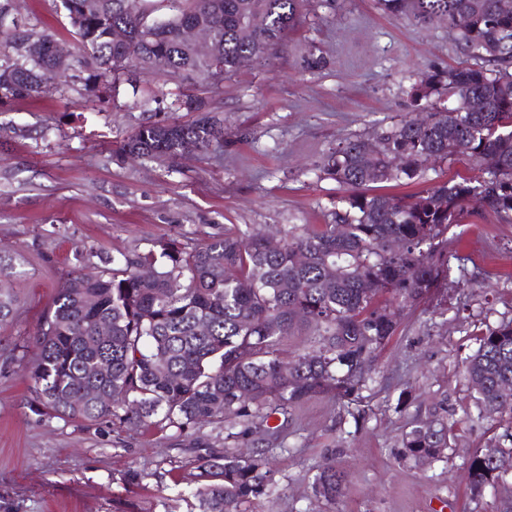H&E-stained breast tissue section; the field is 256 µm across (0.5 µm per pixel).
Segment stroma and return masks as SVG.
I'll list each match as a JSON object with an SVG mask.
<instances>
[{
    "label": "stroma",
    "instance_id": "1",
    "mask_svg": "<svg viewBox=\"0 0 512 512\" xmlns=\"http://www.w3.org/2000/svg\"><path fill=\"white\" fill-rule=\"evenodd\" d=\"M7 19L76 45L58 0H17ZM312 55L322 68L308 67ZM475 63L445 24L422 27L379 0H304L270 62L243 67L220 93L194 90L201 112L223 120L222 146L163 163L118 147L140 123L196 120L165 76L134 90L91 81L77 65L61 92L0 99V254L14 259L20 296L0 327V512H114L117 500L134 512H197L179 482L195 456L224 447L220 422L131 431L37 412L28 377L36 334L76 249L117 256L248 225L277 235L324 223L346 194L317 170L329 149L413 112L423 73ZM445 249L447 282L404 310L377 353L360 392L363 420L328 398L292 411L280 436L258 445L273 457L275 484L246 512H495L493 489L471 494L468 465L476 450L499 446L512 409L480 417L463 361L487 329L512 321V224L470 206ZM437 406L449 427L441 461L401 459L412 421ZM331 449L347 475L332 503L314 492ZM130 469L138 485L125 483Z\"/></svg>",
    "mask_w": 512,
    "mask_h": 512
}]
</instances>
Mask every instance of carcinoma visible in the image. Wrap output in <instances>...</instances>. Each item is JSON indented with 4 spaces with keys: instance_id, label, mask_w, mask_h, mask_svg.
<instances>
[{
    "instance_id": "cac0c4a2",
    "label": "carcinoma",
    "mask_w": 512,
    "mask_h": 512,
    "mask_svg": "<svg viewBox=\"0 0 512 512\" xmlns=\"http://www.w3.org/2000/svg\"><path fill=\"white\" fill-rule=\"evenodd\" d=\"M80 56L94 81L131 86L160 72L185 86L214 89L241 67L262 64L295 26L303 0H59ZM385 10L429 25L443 22L464 54L490 63L425 74L417 115H406L373 138L331 149L320 173L354 190L314 229L293 225L282 246L267 247L258 228L208 236L190 248L174 243L123 256L112 276L80 268L62 283L38 333L40 355L29 368L37 410L86 426L109 417L134 429L179 431L224 423L233 447L210 451L183 477L199 512H241L270 495L269 458L238 450L277 414L318 398L349 404L359 399L373 357L400 325L402 312L450 276L445 235L460 223L474 196L501 221L512 223V12L499 0H381ZM94 7H89V4ZM212 24L219 57L210 62L182 41L190 20ZM129 29L125 44L112 28ZM54 35L35 28L0 29V99L48 94L49 72L64 78L72 63L49 49ZM448 103L429 101L436 87ZM224 138L214 117L191 123L148 122L121 142L131 158L166 161L179 144L199 147ZM382 143L370 150L372 139ZM478 175L434 184L404 195L368 194L370 184L408 185L455 156ZM343 231H338V228ZM400 242L396 251L392 241ZM151 269L144 277L140 270ZM12 258L0 255V326L12 319ZM309 337L290 350L288 339ZM480 414L488 419L512 398V322L487 330L464 361ZM448 448V425L437 415L421 420L402 440L401 456L434 463ZM477 495L512 477V447L492 458L479 452L469 464ZM344 473L336 454L323 457L315 491L336 500Z\"/></svg>"
}]
</instances>
